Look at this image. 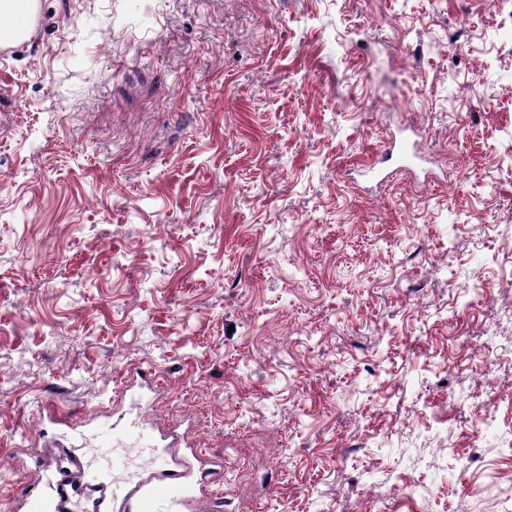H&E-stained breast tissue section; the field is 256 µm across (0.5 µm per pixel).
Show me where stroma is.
Returning a JSON list of instances; mask_svg holds the SVG:
<instances>
[{"instance_id": "35a3bbf8", "label": "stroma", "mask_w": 512, "mask_h": 512, "mask_svg": "<svg viewBox=\"0 0 512 512\" xmlns=\"http://www.w3.org/2000/svg\"><path fill=\"white\" fill-rule=\"evenodd\" d=\"M399 136L431 181L367 173ZM512 7L36 0L0 44V512L189 425L232 512H512ZM467 458L460 468L459 458Z\"/></svg>"}]
</instances>
